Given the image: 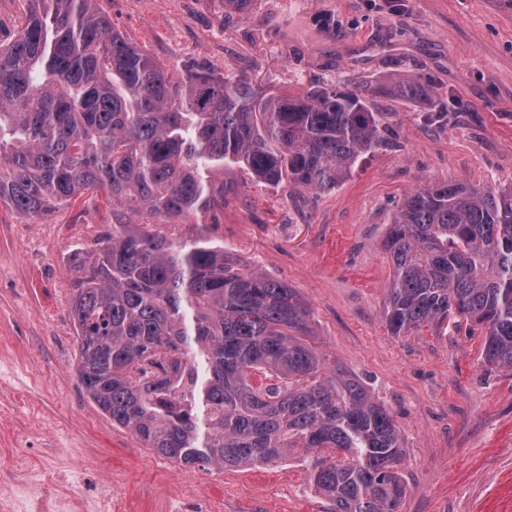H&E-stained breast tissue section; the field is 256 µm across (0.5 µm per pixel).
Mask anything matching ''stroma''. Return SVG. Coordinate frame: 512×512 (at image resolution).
Segmentation results:
<instances>
[{"label": "stroma", "instance_id": "1", "mask_svg": "<svg viewBox=\"0 0 512 512\" xmlns=\"http://www.w3.org/2000/svg\"><path fill=\"white\" fill-rule=\"evenodd\" d=\"M111 26L178 70L270 92L389 73L432 88L368 98L383 142L332 194L243 188L204 236L294 288L322 348L384 402L407 448L400 512H512V373L465 328L390 335L392 213L428 184L512 186V0H102ZM112 233L102 196L46 219L0 204V512L19 488L65 512H325L306 464L182 466L86 395L70 314L73 249Z\"/></svg>", "mask_w": 512, "mask_h": 512}]
</instances>
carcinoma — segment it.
<instances>
[{
    "instance_id": "obj_1",
    "label": "carcinoma",
    "mask_w": 512,
    "mask_h": 512,
    "mask_svg": "<svg viewBox=\"0 0 512 512\" xmlns=\"http://www.w3.org/2000/svg\"><path fill=\"white\" fill-rule=\"evenodd\" d=\"M0 45V199L25 216L99 192L112 236L70 254L78 378L112 424L183 466L240 469L293 454L328 512H399L406 449L362 381L317 346L294 289L169 229L224 210L244 184L331 193L380 142L366 100L410 102L399 73L347 92L264 96L181 72L112 31L98 0H30ZM384 320L395 336L455 315L512 372V189L422 187L394 213ZM271 379L256 385L253 376Z\"/></svg>"
}]
</instances>
